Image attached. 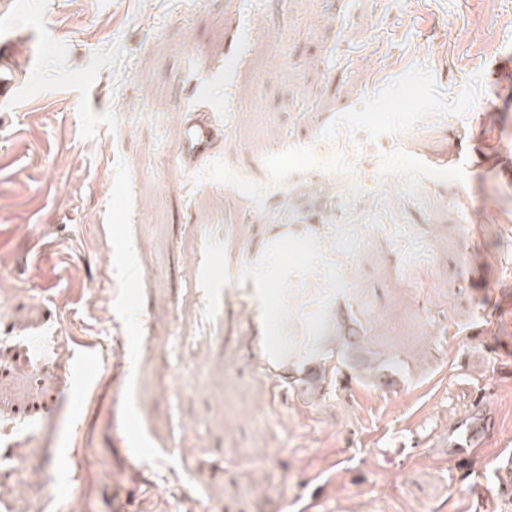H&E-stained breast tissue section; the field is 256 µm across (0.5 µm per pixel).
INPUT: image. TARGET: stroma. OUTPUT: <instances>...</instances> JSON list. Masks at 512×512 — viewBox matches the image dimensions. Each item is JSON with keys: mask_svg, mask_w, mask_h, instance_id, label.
Masks as SVG:
<instances>
[{"mask_svg": "<svg viewBox=\"0 0 512 512\" xmlns=\"http://www.w3.org/2000/svg\"><path fill=\"white\" fill-rule=\"evenodd\" d=\"M0 16L44 46L0 112V512H473L494 467L437 437L488 396L512 443V0ZM185 112L192 113L182 128L181 162L193 165L210 157L222 143L224 144V138L207 105L200 104L186 109ZM448 494L451 497H463L472 501L476 500L477 503L482 502L489 496V492L486 490L485 486L476 480L468 483H452L448 486Z\"/></svg>", "mask_w": 512, "mask_h": 512, "instance_id": "1", "label": "stroma"}]
</instances>
